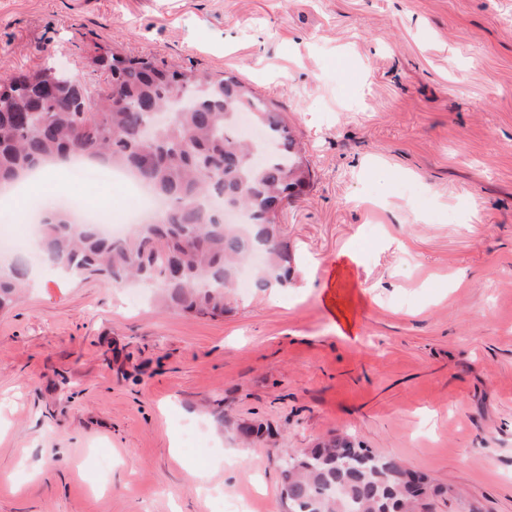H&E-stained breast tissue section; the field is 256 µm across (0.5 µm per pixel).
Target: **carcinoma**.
Instances as JSON below:
<instances>
[{"label": "carcinoma", "instance_id": "cac0c4a2", "mask_svg": "<svg viewBox=\"0 0 512 512\" xmlns=\"http://www.w3.org/2000/svg\"><path fill=\"white\" fill-rule=\"evenodd\" d=\"M92 63L104 68L93 95L100 120L67 103L79 97L56 66L0 84V184L48 162L86 157L130 170L166 207L114 242L97 225L78 223L71 206L49 205L35 224L41 260L76 277L153 283L165 309L195 316L224 314L239 267L257 249L267 262L256 287L288 283L279 213L308 188L311 174L283 113L232 76L214 79L116 52ZM176 91L185 101L173 118L153 122L150 109L171 108ZM243 113L274 144L270 158L255 160L252 144L236 135ZM211 198L217 206L206 205ZM226 209L246 217L248 233L224 222ZM30 270L22 253L0 266V310L28 286ZM338 441L288 455L280 478L290 512H414L424 477L367 448L344 454Z\"/></svg>", "mask_w": 512, "mask_h": 512}]
</instances>
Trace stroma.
<instances>
[{"label":"stroma","instance_id":"obj_1","mask_svg":"<svg viewBox=\"0 0 512 512\" xmlns=\"http://www.w3.org/2000/svg\"><path fill=\"white\" fill-rule=\"evenodd\" d=\"M114 51L285 113L312 171L279 216L292 271L210 317L34 265L0 311V512H288L286 450L334 434L427 476L420 512H512V0H0V78L56 63L92 91ZM348 247L344 337L322 286Z\"/></svg>","mask_w":512,"mask_h":512}]
</instances>
